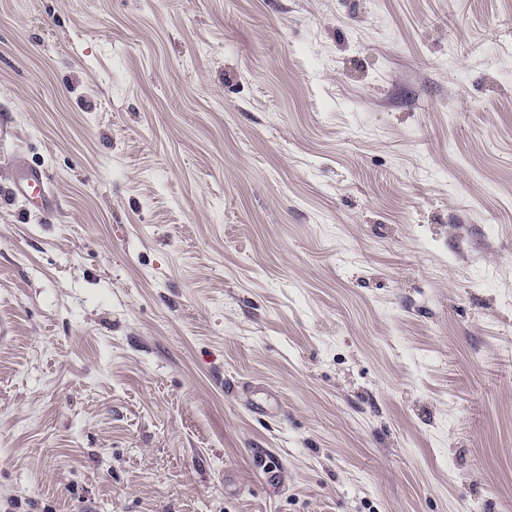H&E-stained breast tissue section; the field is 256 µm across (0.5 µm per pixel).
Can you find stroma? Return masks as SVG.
Here are the masks:
<instances>
[{"label": "stroma", "mask_w": 512, "mask_h": 512, "mask_svg": "<svg viewBox=\"0 0 512 512\" xmlns=\"http://www.w3.org/2000/svg\"><path fill=\"white\" fill-rule=\"evenodd\" d=\"M0 512H512V0H0ZM23 185L19 193L25 203L39 211L48 210L52 204V194L46 186L43 173L37 167H27L23 170Z\"/></svg>", "instance_id": "obj_1"}]
</instances>
